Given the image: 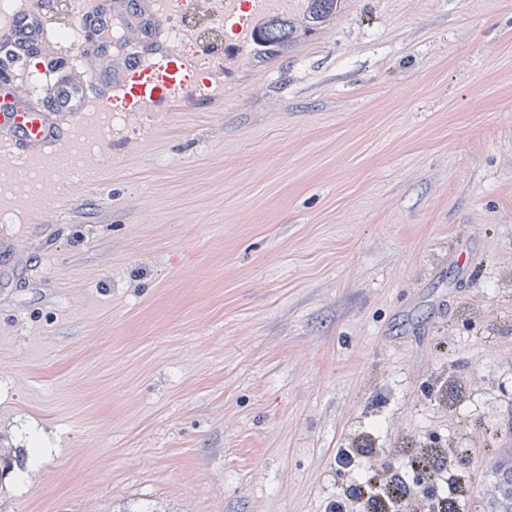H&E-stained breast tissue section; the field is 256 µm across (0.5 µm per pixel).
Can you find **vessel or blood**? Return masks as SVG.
<instances>
[{
    "label": "vessel or blood",
    "instance_id": "vessel-or-blood-1",
    "mask_svg": "<svg viewBox=\"0 0 512 512\" xmlns=\"http://www.w3.org/2000/svg\"><path fill=\"white\" fill-rule=\"evenodd\" d=\"M151 21L137 52L113 64L105 39L126 10L127 0H76L79 35L65 43L52 20L54 0H14L11 12L0 20V44L8 46L13 61L0 66V97L9 107L0 113V163L16 170L37 164L54 166L58 156L72 152L77 128L105 109L106 103L144 99L149 112H177L191 90L179 86L177 76L194 69L192 57L174 56L160 39L164 26L158 0H138ZM51 47L47 77L40 88L18 92V58Z\"/></svg>",
    "mask_w": 512,
    "mask_h": 512
}]
</instances>
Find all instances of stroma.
Segmentation results:
<instances>
[{"label":"stroma","instance_id":"obj_1","mask_svg":"<svg viewBox=\"0 0 512 512\" xmlns=\"http://www.w3.org/2000/svg\"><path fill=\"white\" fill-rule=\"evenodd\" d=\"M0 223V512H324L512 449V0H345L220 100L127 112Z\"/></svg>","mask_w":512,"mask_h":512}]
</instances>
